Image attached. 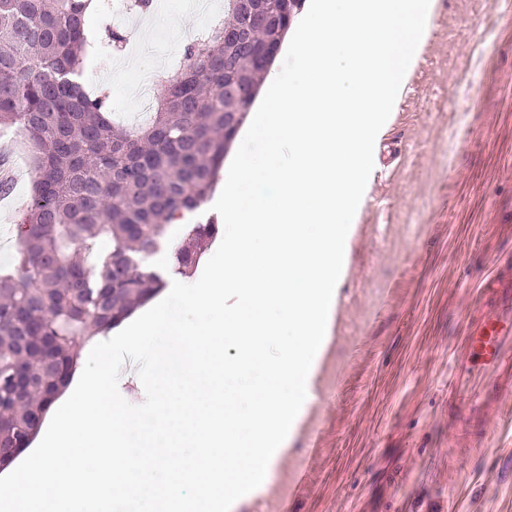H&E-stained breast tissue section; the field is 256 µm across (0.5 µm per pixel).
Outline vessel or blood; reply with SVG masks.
I'll return each mask as SVG.
<instances>
[{
	"instance_id": "obj_1",
	"label": "vessel or blood",
	"mask_w": 512,
	"mask_h": 512,
	"mask_svg": "<svg viewBox=\"0 0 512 512\" xmlns=\"http://www.w3.org/2000/svg\"><path fill=\"white\" fill-rule=\"evenodd\" d=\"M485 293L492 308L468 328L463 338L464 352L452 368L458 420L477 427L484 424L483 401L466 393L470 378L490 372L499 389L512 388V289L494 284Z\"/></svg>"
}]
</instances>
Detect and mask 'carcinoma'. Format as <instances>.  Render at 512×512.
Here are the masks:
<instances>
[{
  "label": "carcinoma",
  "mask_w": 512,
  "mask_h": 512,
  "mask_svg": "<svg viewBox=\"0 0 512 512\" xmlns=\"http://www.w3.org/2000/svg\"><path fill=\"white\" fill-rule=\"evenodd\" d=\"M302 0H224V18L161 81L149 123L118 127L74 82L88 0H0V131L31 152L14 269L0 273V468L39 432L81 351L165 286L162 247L187 273L219 231L173 223L214 193L224 157ZM231 30L236 38H224Z\"/></svg>",
  "instance_id": "cac0c4a2"
}]
</instances>
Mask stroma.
<instances>
[{
  "label": "stroma",
  "mask_w": 512,
  "mask_h": 512,
  "mask_svg": "<svg viewBox=\"0 0 512 512\" xmlns=\"http://www.w3.org/2000/svg\"><path fill=\"white\" fill-rule=\"evenodd\" d=\"M84 68L112 120L140 108L151 73L174 70L209 24L195 0H152ZM0 193V270L15 261L17 201ZM512 276V0H437L424 50L383 137L355 224L314 398L267 490L233 512H512V392H494L469 441L449 418L448 359L477 290Z\"/></svg>",
  "instance_id": "stroma-1"
}]
</instances>
